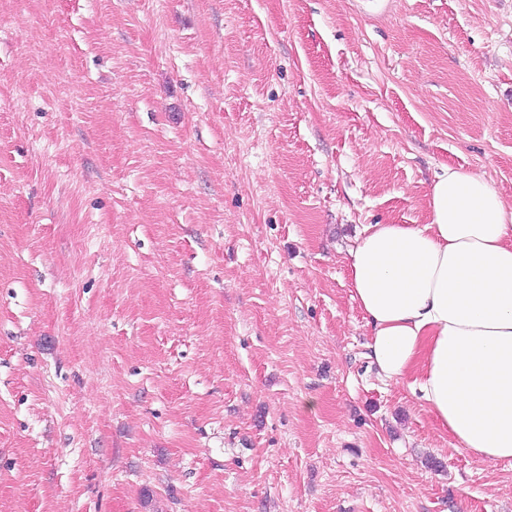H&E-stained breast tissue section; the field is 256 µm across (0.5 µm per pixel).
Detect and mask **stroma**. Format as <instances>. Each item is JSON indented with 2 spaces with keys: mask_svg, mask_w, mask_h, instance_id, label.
<instances>
[{
  "mask_svg": "<svg viewBox=\"0 0 512 512\" xmlns=\"http://www.w3.org/2000/svg\"><path fill=\"white\" fill-rule=\"evenodd\" d=\"M448 166L512 0H0V512H512L352 292Z\"/></svg>",
  "mask_w": 512,
  "mask_h": 512,
  "instance_id": "35a3bbf8",
  "label": "stroma"
}]
</instances>
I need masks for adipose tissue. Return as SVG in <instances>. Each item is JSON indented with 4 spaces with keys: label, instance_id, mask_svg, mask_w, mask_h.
<instances>
[{
    "label": "adipose tissue",
    "instance_id": "adipose-tissue-1",
    "mask_svg": "<svg viewBox=\"0 0 512 512\" xmlns=\"http://www.w3.org/2000/svg\"><path fill=\"white\" fill-rule=\"evenodd\" d=\"M425 224H367L348 251L380 375L407 385L455 450L512 461V204L445 167Z\"/></svg>",
    "mask_w": 512,
    "mask_h": 512
}]
</instances>
